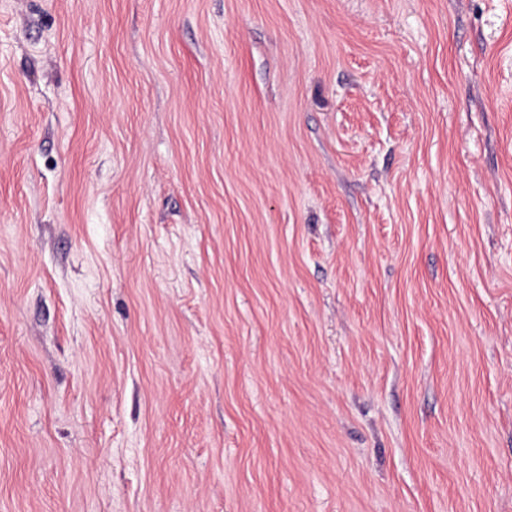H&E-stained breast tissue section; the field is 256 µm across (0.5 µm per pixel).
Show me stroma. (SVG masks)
Segmentation results:
<instances>
[{"mask_svg":"<svg viewBox=\"0 0 512 512\" xmlns=\"http://www.w3.org/2000/svg\"><path fill=\"white\" fill-rule=\"evenodd\" d=\"M0 512H512V0H0Z\"/></svg>","mask_w":512,"mask_h":512,"instance_id":"stroma-1","label":"stroma"}]
</instances>
